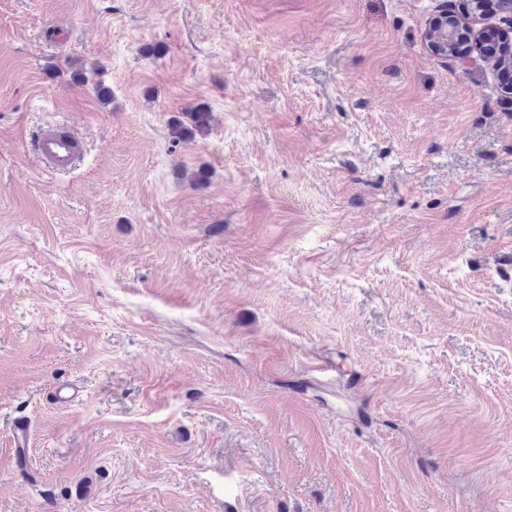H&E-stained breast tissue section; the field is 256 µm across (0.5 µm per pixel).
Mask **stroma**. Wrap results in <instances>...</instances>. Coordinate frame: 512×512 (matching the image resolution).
<instances>
[{
    "mask_svg": "<svg viewBox=\"0 0 512 512\" xmlns=\"http://www.w3.org/2000/svg\"><path fill=\"white\" fill-rule=\"evenodd\" d=\"M443 2L0 0V512H512V97ZM429 47L443 56L459 59L461 63L473 56L462 50L468 46L467 34L460 28L454 10L448 11V3H443L438 14L429 22L427 33ZM32 154L46 170L68 172L82 159L84 142L68 128L48 123L36 135Z\"/></svg>",
    "mask_w": 512,
    "mask_h": 512,
    "instance_id": "obj_1",
    "label": "stroma"
}]
</instances>
